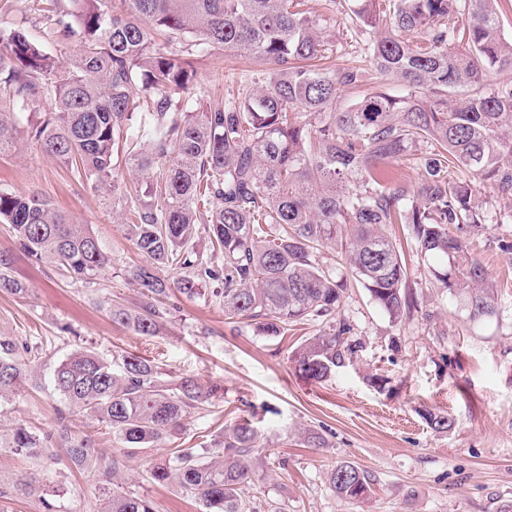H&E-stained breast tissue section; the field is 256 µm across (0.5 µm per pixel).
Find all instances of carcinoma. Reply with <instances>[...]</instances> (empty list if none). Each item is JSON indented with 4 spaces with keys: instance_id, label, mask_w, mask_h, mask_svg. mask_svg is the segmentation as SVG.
Returning a JSON list of instances; mask_svg holds the SVG:
<instances>
[{
    "instance_id": "cac0c4a2",
    "label": "carcinoma",
    "mask_w": 512,
    "mask_h": 512,
    "mask_svg": "<svg viewBox=\"0 0 512 512\" xmlns=\"http://www.w3.org/2000/svg\"><path fill=\"white\" fill-rule=\"evenodd\" d=\"M45 2L48 35L75 41L80 53L64 62L23 28L0 26V151L13 143V108L53 101L30 123V137L92 188L112 192V209L130 215L126 231L144 258L127 272L140 304L113 305L114 321L154 336L171 291L193 297L213 282L230 323L274 337L296 322L321 325L294 362L324 378L360 348L340 317L349 285L365 289L394 323L419 312L389 224L407 225L423 258L457 265L454 274H432L465 294L469 320L496 315L498 295L464 240L478 224L512 222V39L502 32L499 0H346V15L368 35L369 78L358 64H320L333 55L327 20L303 9L305 0ZM210 47L262 73L201 111L192 57ZM392 77L402 83L398 94L386 88ZM343 91L357 95L352 104L340 105ZM399 162L414 163L417 178L387 168ZM122 167L138 177L157 168L163 185L122 194ZM478 184L492 189V208L479 201ZM0 223L30 256L73 279L92 280L109 262L88 226L35 193L0 190ZM11 268L0 253V291L23 295ZM32 362L28 344L0 333V404ZM52 385L61 402L56 427L40 435L19 426L7 447L37 457L57 446L71 468L91 471L95 441L70 426L87 417L125 449L112 458L116 487L124 458L182 435L185 420L218 392L191 377L173 380L146 357L109 360L86 347L55 365ZM259 442L244 419L197 448L167 449L150 478L196 496L204 512H249ZM327 476L344 500L371 491L368 473L349 461ZM105 512L156 510L143 494L114 490Z\"/></svg>"
}]
</instances>
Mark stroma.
Here are the masks:
<instances>
[{
    "label": "stroma",
    "instance_id": "obj_1",
    "mask_svg": "<svg viewBox=\"0 0 512 512\" xmlns=\"http://www.w3.org/2000/svg\"><path fill=\"white\" fill-rule=\"evenodd\" d=\"M328 21V38L357 55L360 35L336 0H306ZM201 103L237 95L251 60L204 51L195 62ZM34 113L15 115L14 147L0 154V189L35 192L104 243L110 265L91 281H75L55 265L30 258L8 225L0 223V252L11 253L13 274L27 287L18 297L0 292V333L40 348L31 376L0 406V437L16 426L51 430L60 405L51 386L54 365L86 347L105 358L133 353L154 360L172 376L193 377L220 392L186 421L193 442L250 419L263 436L252 454L249 496L255 512L281 503L285 512H502L512 504V244L511 224H481L466 236L498 293L496 316L469 321L461 296L431 283L428 269L406 240L404 225L389 226L401 243L421 311L391 322L368 293L348 288L340 310L361 343L357 354L326 378L301 374L294 352L320 330L298 324L272 337L233 325L211 285L188 298L173 295L172 311L157 335L143 337L115 324L109 309L140 296L126 278L141 255L112 210V197L76 177L71 166L47 156L29 137ZM453 421L445 432L429 427L427 412ZM319 445H312V438ZM162 452L138 450L122 488L153 499L157 512H201L197 497L153 482L149 470ZM347 460L373 480L358 501L339 498L327 472ZM32 481L34 493L16 489ZM112 494L103 472L70 470L62 449L40 457L0 447V512H102Z\"/></svg>",
    "mask_w": 512,
    "mask_h": 512
}]
</instances>
